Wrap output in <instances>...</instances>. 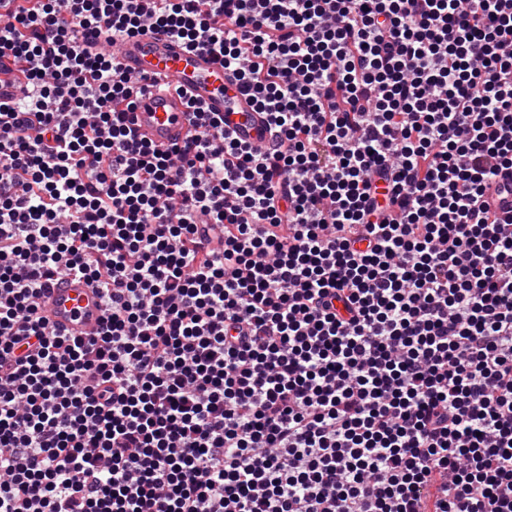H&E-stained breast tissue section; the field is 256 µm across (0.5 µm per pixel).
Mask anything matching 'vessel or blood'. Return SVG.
Here are the masks:
<instances>
[{
  "label": "vessel or blood",
  "mask_w": 512,
  "mask_h": 512,
  "mask_svg": "<svg viewBox=\"0 0 512 512\" xmlns=\"http://www.w3.org/2000/svg\"><path fill=\"white\" fill-rule=\"evenodd\" d=\"M115 52L128 76L161 78L169 84L163 91L149 88L132 96L137 132L154 145L165 148L182 142L190 128L191 114L178 94L182 88L204 111L223 117L225 130L239 140H270L266 115L244 82L212 53L188 49L169 34L153 30L121 40ZM42 307L49 325L67 335L93 336L102 328V299L85 279L59 276L48 284Z\"/></svg>",
  "instance_id": "obj_1"
}]
</instances>
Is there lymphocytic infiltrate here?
<instances>
[{
	"label": "lymphocytic infiltrate",
	"instance_id": "lymphocytic-infiltrate-1",
	"mask_svg": "<svg viewBox=\"0 0 512 512\" xmlns=\"http://www.w3.org/2000/svg\"><path fill=\"white\" fill-rule=\"evenodd\" d=\"M149 28L272 141L139 139ZM2 71L0 512H512V0H0ZM42 307L49 325L69 336H95L101 331L102 299L84 278H56L44 292Z\"/></svg>",
	"mask_w": 512,
	"mask_h": 512
}]
</instances>
